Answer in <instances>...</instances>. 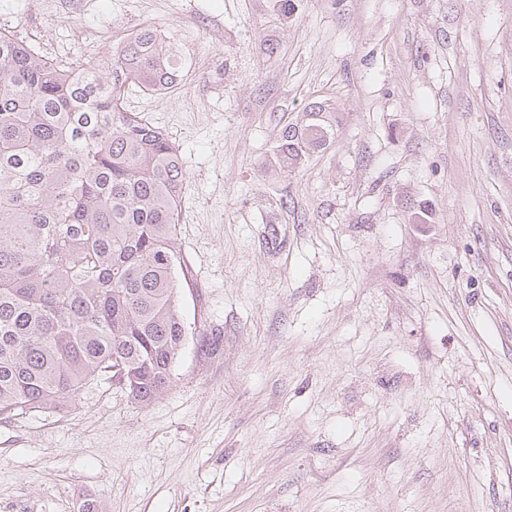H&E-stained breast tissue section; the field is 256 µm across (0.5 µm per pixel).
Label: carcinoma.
<instances>
[{
  "label": "carcinoma",
  "instance_id": "carcinoma-1",
  "mask_svg": "<svg viewBox=\"0 0 512 512\" xmlns=\"http://www.w3.org/2000/svg\"><path fill=\"white\" fill-rule=\"evenodd\" d=\"M151 25L106 65L46 57L0 31V419L76 402L101 377L148 405L187 336L177 233L187 181L164 131L122 106L126 86H173ZM330 105L278 134L283 166L335 139Z\"/></svg>",
  "mask_w": 512,
  "mask_h": 512
}]
</instances>
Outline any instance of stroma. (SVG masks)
Masks as SVG:
<instances>
[{"label": "stroma", "mask_w": 512, "mask_h": 512, "mask_svg": "<svg viewBox=\"0 0 512 512\" xmlns=\"http://www.w3.org/2000/svg\"><path fill=\"white\" fill-rule=\"evenodd\" d=\"M44 2L0 28L180 58L122 105L187 171L198 333L149 405L101 381L0 420V512H512V0ZM313 100L336 140L279 170Z\"/></svg>", "instance_id": "1"}]
</instances>
